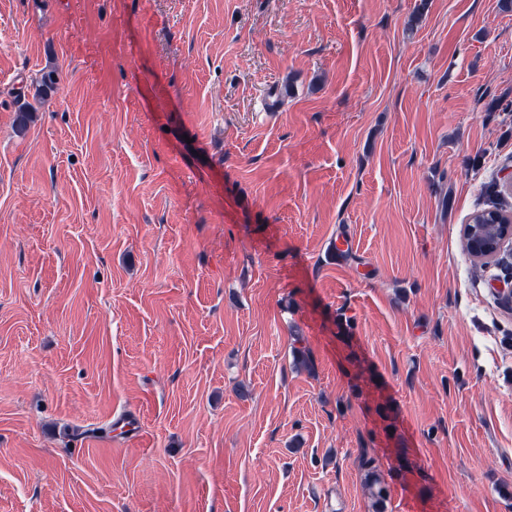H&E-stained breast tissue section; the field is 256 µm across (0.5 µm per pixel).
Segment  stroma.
I'll list each match as a JSON object with an SVG mask.
<instances>
[{
  "instance_id": "1",
  "label": "stroma",
  "mask_w": 512,
  "mask_h": 512,
  "mask_svg": "<svg viewBox=\"0 0 512 512\" xmlns=\"http://www.w3.org/2000/svg\"><path fill=\"white\" fill-rule=\"evenodd\" d=\"M502 99L500 0H0V512H512Z\"/></svg>"
}]
</instances>
